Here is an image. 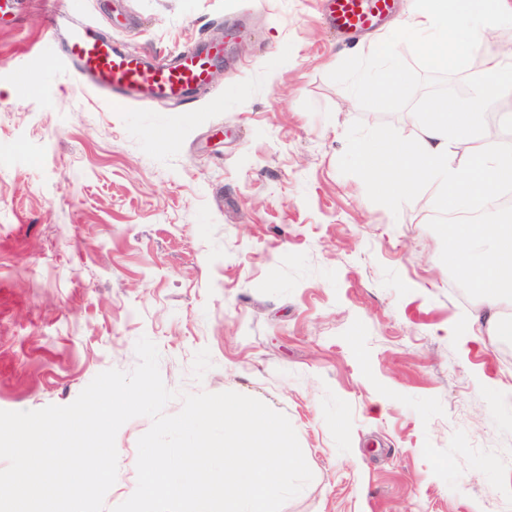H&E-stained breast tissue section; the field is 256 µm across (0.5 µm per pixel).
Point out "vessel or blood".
Here are the masks:
<instances>
[{"instance_id": "vessel-or-blood-1", "label": "vessel or blood", "mask_w": 512, "mask_h": 512, "mask_svg": "<svg viewBox=\"0 0 512 512\" xmlns=\"http://www.w3.org/2000/svg\"><path fill=\"white\" fill-rule=\"evenodd\" d=\"M396 0H326L329 26L345 35L375 30L395 11ZM63 54L75 66L80 83L116 106L135 101L191 102L209 83L210 72L224 59V43L200 46L147 60L137 50L103 38L87 22L73 21Z\"/></svg>"}]
</instances>
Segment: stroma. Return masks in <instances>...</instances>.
Instances as JSON below:
<instances>
[{"label": "stroma", "instance_id": "1", "mask_svg": "<svg viewBox=\"0 0 512 512\" xmlns=\"http://www.w3.org/2000/svg\"><path fill=\"white\" fill-rule=\"evenodd\" d=\"M337 37L319 0H61L137 50L171 52L247 18L253 34L187 106L116 108L49 41L41 0L0 20V410L65 406L100 372L160 352L181 394L234 391L285 414L312 481L281 512H512V364L428 227L339 170L355 120L407 138L410 110L329 80L398 27ZM116 436L106 508L137 484Z\"/></svg>", "mask_w": 512, "mask_h": 512}]
</instances>
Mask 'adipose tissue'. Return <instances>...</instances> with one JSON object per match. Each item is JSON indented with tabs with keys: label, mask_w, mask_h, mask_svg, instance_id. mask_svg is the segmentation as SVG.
I'll return each instance as SVG.
<instances>
[{
	"label": "adipose tissue",
	"mask_w": 512,
	"mask_h": 512,
	"mask_svg": "<svg viewBox=\"0 0 512 512\" xmlns=\"http://www.w3.org/2000/svg\"><path fill=\"white\" fill-rule=\"evenodd\" d=\"M447 262L459 279L485 296L488 331L512 341V224L454 226L448 237Z\"/></svg>",
	"instance_id": "ef3b65f1"
}]
</instances>
